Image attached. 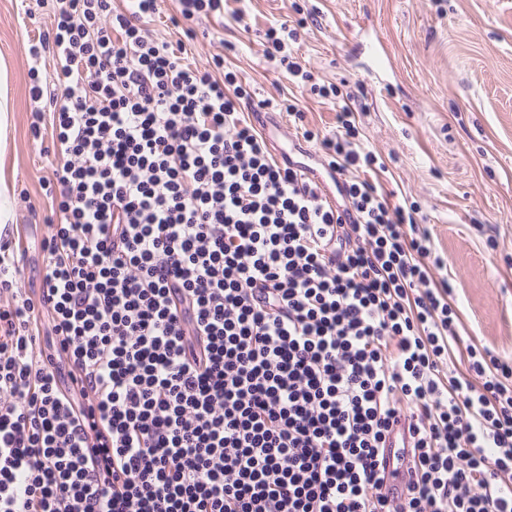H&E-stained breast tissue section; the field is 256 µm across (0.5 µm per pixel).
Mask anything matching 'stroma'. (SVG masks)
<instances>
[{"label":"stroma","mask_w":512,"mask_h":512,"mask_svg":"<svg viewBox=\"0 0 512 512\" xmlns=\"http://www.w3.org/2000/svg\"><path fill=\"white\" fill-rule=\"evenodd\" d=\"M302 18L308 24L291 53L317 83L354 92L364 146L384 164L368 179L390 203L419 206L447 260L433 277L451 280L459 306L449 370L465 374L472 347L512 359V0H224L220 13L195 19L188 63L205 68L223 53L225 70L250 92L245 114L267 99L296 101L315 139L279 111L283 132L269 138L270 152L292 142V160L316 168L326 158L323 140L336 135V103L298 86L265 54L269 29ZM51 20L52 0L30 16L22 0H0V225L25 228L34 267L42 257V181L56 157L51 139L28 135L27 73L38 67L50 83L55 70L51 56L32 62L27 47Z\"/></svg>","instance_id":"35a3bbf8"}]
</instances>
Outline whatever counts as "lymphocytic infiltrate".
Returning <instances> with one entry per match:
<instances>
[{"label": "lymphocytic infiltrate", "instance_id": "1", "mask_svg": "<svg viewBox=\"0 0 512 512\" xmlns=\"http://www.w3.org/2000/svg\"><path fill=\"white\" fill-rule=\"evenodd\" d=\"M165 0H53L39 285L0 236V512H512V360L470 350L416 206L333 205L186 64ZM336 99L328 167L373 168ZM414 406L402 416L400 401ZM411 458L404 499L383 487ZM179 0H166L164 13L160 17H153L145 22L146 28L158 39L175 42L178 39L177 29H175L169 20L170 16H179Z\"/></svg>", "mask_w": 512, "mask_h": 512}]
</instances>
